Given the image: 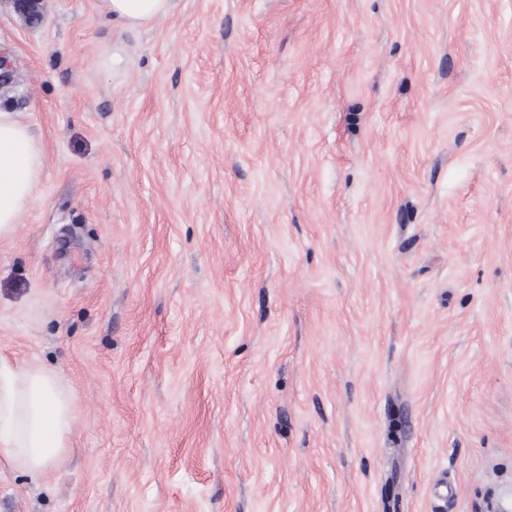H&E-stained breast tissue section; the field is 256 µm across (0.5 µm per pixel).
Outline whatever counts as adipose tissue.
I'll list each match as a JSON object with an SVG mask.
<instances>
[{
    "mask_svg": "<svg viewBox=\"0 0 512 512\" xmlns=\"http://www.w3.org/2000/svg\"><path fill=\"white\" fill-rule=\"evenodd\" d=\"M172 6V0H101L103 12L125 29L164 17ZM44 163L29 126L0 110V236L29 205ZM74 418L75 399L53 374L0 367V451L9 465L44 477L67 454Z\"/></svg>",
    "mask_w": 512,
    "mask_h": 512,
    "instance_id": "1",
    "label": "adipose tissue"
}]
</instances>
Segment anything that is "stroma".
<instances>
[{
	"label": "stroma",
	"instance_id": "stroma-1",
	"mask_svg": "<svg viewBox=\"0 0 512 512\" xmlns=\"http://www.w3.org/2000/svg\"><path fill=\"white\" fill-rule=\"evenodd\" d=\"M40 9L0 0V108L45 155L0 237V362L76 411L46 477L0 464V512L512 491V0ZM102 11L116 25L134 29L170 13L173 0H100Z\"/></svg>",
	"mask_w": 512,
	"mask_h": 512
}]
</instances>
